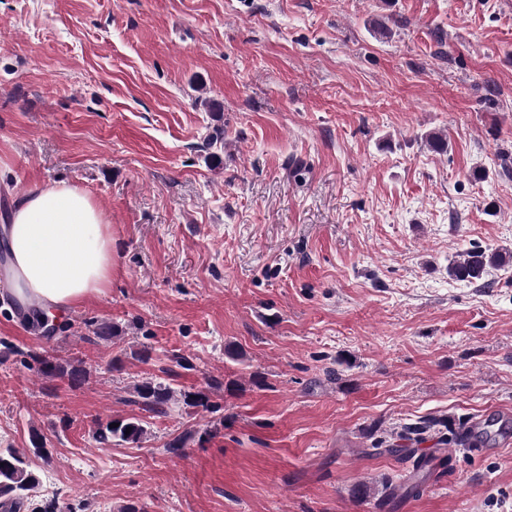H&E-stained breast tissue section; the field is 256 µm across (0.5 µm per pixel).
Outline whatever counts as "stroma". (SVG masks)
Segmentation results:
<instances>
[{
  "label": "stroma",
  "instance_id": "1",
  "mask_svg": "<svg viewBox=\"0 0 512 512\" xmlns=\"http://www.w3.org/2000/svg\"><path fill=\"white\" fill-rule=\"evenodd\" d=\"M58 181L99 205L112 281L50 330L0 292V448L33 503L512 512V263L448 274L512 251V0H0V225ZM131 417L140 442L96 440ZM419 420L442 463L390 499L412 463L374 444ZM478 420L483 451L439 443ZM508 261L507 251L489 252L475 247L463 253L458 261L451 263L448 272L456 280L472 283L483 277L487 267H498ZM35 360L39 365V371L44 376L67 374L74 383H80L86 377V371L82 368L63 366L56 360L47 357H38ZM136 393L145 409L156 412L163 411L173 399V390L161 382H143L137 385Z\"/></svg>",
  "mask_w": 512,
  "mask_h": 512
}]
</instances>
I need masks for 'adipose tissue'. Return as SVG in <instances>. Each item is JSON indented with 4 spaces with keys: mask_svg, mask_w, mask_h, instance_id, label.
<instances>
[{
    "mask_svg": "<svg viewBox=\"0 0 512 512\" xmlns=\"http://www.w3.org/2000/svg\"><path fill=\"white\" fill-rule=\"evenodd\" d=\"M4 245L21 297L49 316L101 294L112 276V235L90 196L55 182L11 209Z\"/></svg>",
    "mask_w": 512,
    "mask_h": 512,
    "instance_id": "1",
    "label": "adipose tissue"
}]
</instances>
